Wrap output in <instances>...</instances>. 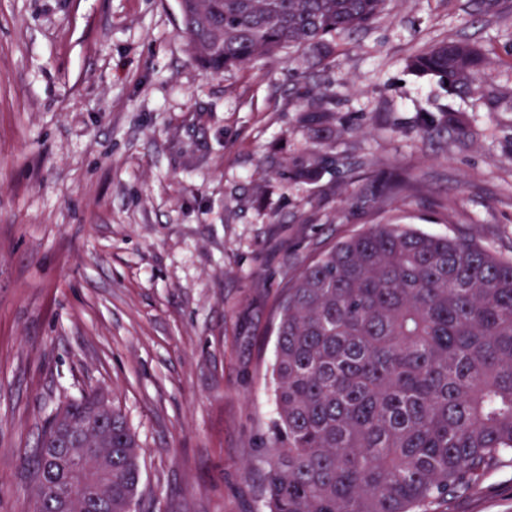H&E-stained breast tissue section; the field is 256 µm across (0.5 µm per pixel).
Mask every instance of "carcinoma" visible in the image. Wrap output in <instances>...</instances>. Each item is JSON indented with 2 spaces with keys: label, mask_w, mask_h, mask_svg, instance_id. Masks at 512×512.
<instances>
[{
  "label": "carcinoma",
  "mask_w": 512,
  "mask_h": 512,
  "mask_svg": "<svg viewBox=\"0 0 512 512\" xmlns=\"http://www.w3.org/2000/svg\"><path fill=\"white\" fill-rule=\"evenodd\" d=\"M388 0H179L191 55L205 71L230 70L286 49L328 64L333 42L370 28ZM496 56L450 40L409 67L450 93L485 95ZM336 94L319 88L299 109L308 127L336 120ZM463 120L442 117L430 137ZM319 153L283 172L313 181ZM416 189L389 177L382 202ZM278 306L272 374L277 419L268 448L263 512H432L440 502L512 465V259L467 238L377 224L321 252L288 281ZM112 450L103 495L69 512H130L141 483L139 445L121 410L96 392L50 418L26 456L35 512H53L42 485L73 480L63 451L71 429Z\"/></svg>",
  "instance_id": "cac0c4a2"
}]
</instances>
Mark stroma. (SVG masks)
<instances>
[{
  "instance_id": "stroma-1",
  "label": "stroma",
  "mask_w": 512,
  "mask_h": 512,
  "mask_svg": "<svg viewBox=\"0 0 512 512\" xmlns=\"http://www.w3.org/2000/svg\"><path fill=\"white\" fill-rule=\"evenodd\" d=\"M503 7L391 0L327 67L208 73L178 0H0V512H31L24 456L91 390L139 443L137 512H259L284 283L389 221L512 258V68L482 97L407 66L448 38L504 49ZM314 84L336 92L327 140L298 121ZM445 112L465 134L423 138ZM313 151L318 180L282 177ZM393 173L417 189L384 206ZM438 512H512V467Z\"/></svg>"
}]
</instances>
